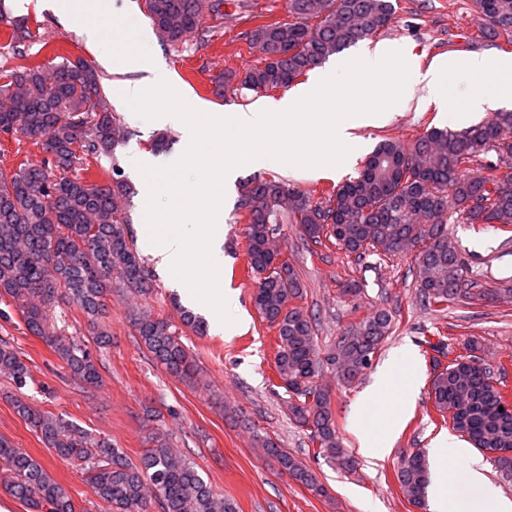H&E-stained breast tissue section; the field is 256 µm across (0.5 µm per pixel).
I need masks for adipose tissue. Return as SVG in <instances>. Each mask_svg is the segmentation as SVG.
<instances>
[{
    "instance_id": "obj_1",
    "label": "adipose tissue",
    "mask_w": 512,
    "mask_h": 512,
    "mask_svg": "<svg viewBox=\"0 0 512 512\" xmlns=\"http://www.w3.org/2000/svg\"><path fill=\"white\" fill-rule=\"evenodd\" d=\"M433 463L434 479L428 490L431 512H460L465 498L475 512H512V500L490 489L483 466L469 448L452 441L438 444Z\"/></svg>"
}]
</instances>
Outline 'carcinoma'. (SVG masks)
<instances>
[{"instance_id": "cac0c4a2", "label": "carcinoma", "mask_w": 512, "mask_h": 512, "mask_svg": "<svg viewBox=\"0 0 512 512\" xmlns=\"http://www.w3.org/2000/svg\"><path fill=\"white\" fill-rule=\"evenodd\" d=\"M158 36L184 43L194 33L202 42L207 11L219 14L220 0H144ZM491 34L512 41V0H474ZM287 21L263 23L243 33L264 62L243 72L227 71L224 88L256 94L285 88L331 56L388 29L395 20L393 0H287ZM0 136L23 137L45 154L39 164L22 162L10 176L0 174V298L18 308L27 330L43 339L83 388L103 384L99 359L81 341L58 331L49 306L73 307L93 326L98 348L112 344V333L98 324L112 289L131 294L150 291L152 275L125 229L122 200L130 192L117 167L112 179H95L90 163L114 153L123 138L108 107L102 77L81 58L61 63L20 65L0 71ZM497 162L487 160L488 153ZM512 111L493 112L464 130L433 128L416 141L385 139L366 158L353 179L332 188L323 200L277 178H255L241 191L247 275L255 282L252 300L260 317L276 329L274 370L288 393L291 415L309 430L313 451L349 473L356 467L344 447L331 409L329 391L318 382L330 368L343 386L356 382L371 366L390 335L392 315L379 310L350 324L337 349L327 355L314 338L312 317L304 307L306 289L295 268L276 265L275 246L283 225L295 224L315 245L329 242L362 260L403 255L400 241L412 239L413 276L420 302L436 312L463 299L487 300L496 290L484 287L487 274L470 261L448 233L450 220L482 224L512 241ZM131 324L146 350L167 372L188 377L193 360L176 325L138 311ZM443 365L432 357L429 383L433 406L451 428L474 448H512V411L508 393L488 386L493 374L470 353L472 344ZM0 376L23 387L30 377L22 353L0 339ZM19 415L64 461L81 467L98 498L112 512H237L216 494L186 456L156 442L139 463L105 440L63 423L50 412L16 401ZM265 454L281 471L318 495L325 493L305 464L269 436L259 437ZM410 504L425 507L429 470L416 451L397 473ZM0 485L38 512H77L68 491L43 464L10 441L0 439Z\"/></svg>"}]
</instances>
